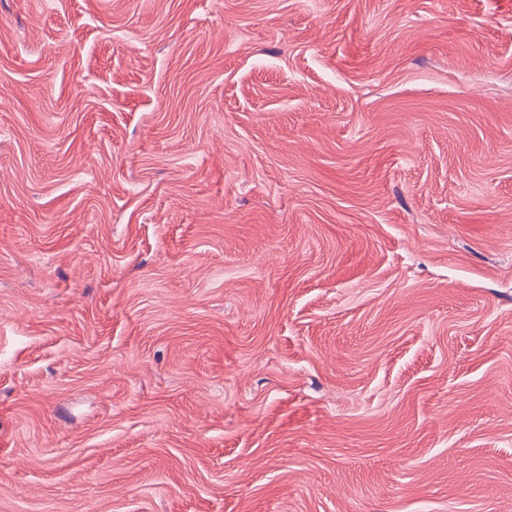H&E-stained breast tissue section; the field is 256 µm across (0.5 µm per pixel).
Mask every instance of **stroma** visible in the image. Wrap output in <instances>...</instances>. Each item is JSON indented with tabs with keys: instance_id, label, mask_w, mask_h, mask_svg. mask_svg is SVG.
I'll return each instance as SVG.
<instances>
[{
	"instance_id": "1",
	"label": "stroma",
	"mask_w": 512,
	"mask_h": 512,
	"mask_svg": "<svg viewBox=\"0 0 512 512\" xmlns=\"http://www.w3.org/2000/svg\"><path fill=\"white\" fill-rule=\"evenodd\" d=\"M0 512H512V0H0Z\"/></svg>"
}]
</instances>
